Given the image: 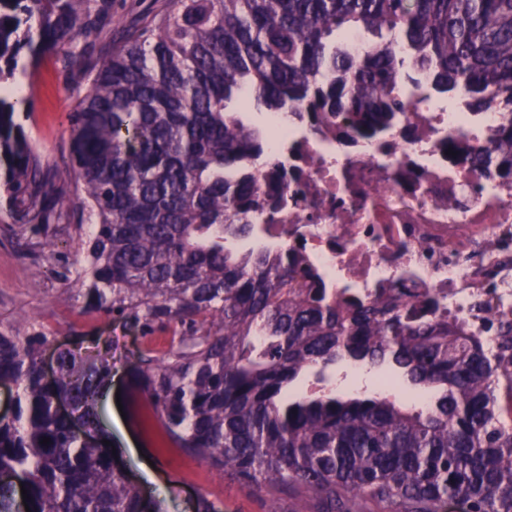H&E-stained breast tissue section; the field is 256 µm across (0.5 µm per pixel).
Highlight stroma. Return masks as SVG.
I'll list each match as a JSON object with an SVG mask.
<instances>
[{
    "mask_svg": "<svg viewBox=\"0 0 512 512\" xmlns=\"http://www.w3.org/2000/svg\"><path fill=\"white\" fill-rule=\"evenodd\" d=\"M172 8L171 0H112L111 24L89 51L84 65H70L62 55H48L24 74L32 94L18 122L45 158L51 171L64 173L70 153L69 115L90 86V73L108 60L122 43L125 29L136 20L150 19ZM36 250L25 248L13 224L0 222V328L29 322L68 341L70 332L111 338L113 389L123 388L127 371L136 361L142 338L122 322L83 313L78 286H64L61 278L78 256L79 245L68 233L32 238ZM103 422L119 458L132 480L165 512H194L198 493L209 494L222 512H266L263 493L212 474L194 458L171 448L150 414L138 424L123 421L115 398H108Z\"/></svg>",
    "mask_w": 512,
    "mask_h": 512,
    "instance_id": "35a3bbf8",
    "label": "stroma"
}]
</instances>
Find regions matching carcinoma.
I'll return each instance as SVG.
<instances>
[{"mask_svg":"<svg viewBox=\"0 0 512 512\" xmlns=\"http://www.w3.org/2000/svg\"><path fill=\"white\" fill-rule=\"evenodd\" d=\"M108 4L0 0V84L23 47L27 67L59 53L83 64L78 42L99 35ZM355 34L386 40L356 51ZM409 66L434 94L512 115V0H173L97 71L62 182L16 122L27 98L0 94V210L21 235L74 232L63 281L84 287V311L142 335L131 420L150 411L172 447L266 493L268 512L281 494L317 512H442L450 499L512 512L511 321L491 345L425 317L431 295L331 299L293 251L224 246L254 230L268 143L226 102L368 134L407 111ZM494 143L511 177L512 120ZM54 340L0 328V384L18 387L0 418V512H163L103 443L112 339L74 333L47 380ZM342 361L376 369L381 395L296 390ZM397 381L421 408L389 394Z\"/></svg>","mask_w":512,"mask_h":512,"instance_id":"cac0c4a2","label":"carcinoma"}]
</instances>
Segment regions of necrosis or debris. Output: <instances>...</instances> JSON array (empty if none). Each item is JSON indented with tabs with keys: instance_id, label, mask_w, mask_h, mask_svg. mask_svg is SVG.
I'll return each mask as SVG.
<instances>
[{
	"instance_id": "1",
	"label": "necrosis or debris",
	"mask_w": 512,
	"mask_h": 512,
	"mask_svg": "<svg viewBox=\"0 0 512 512\" xmlns=\"http://www.w3.org/2000/svg\"><path fill=\"white\" fill-rule=\"evenodd\" d=\"M497 109L475 115L425 98L369 136H342L336 119L275 122L258 187L284 203L252 215L280 248L299 246L330 296L428 293L441 317L483 336L488 314L512 318V180L502 179L491 132Z\"/></svg>"
}]
</instances>
